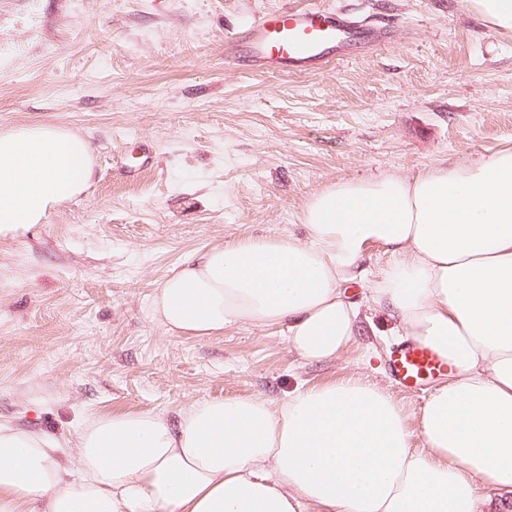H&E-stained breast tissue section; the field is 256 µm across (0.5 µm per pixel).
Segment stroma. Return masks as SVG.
Returning <instances> with one entry per match:
<instances>
[{
    "label": "stroma",
    "instance_id": "35a3bbf8",
    "mask_svg": "<svg viewBox=\"0 0 512 512\" xmlns=\"http://www.w3.org/2000/svg\"><path fill=\"white\" fill-rule=\"evenodd\" d=\"M285 2L0 0V129L63 125L95 162L36 233L0 238L1 421L64 440L94 415L281 401L351 379L388 390L416 423L441 381H391L385 311L362 305L352 347L305 366L269 329L197 340L151 316L192 254L303 236L305 204L328 184L512 147V32L465 0H321L379 27L381 44L257 72L248 35Z\"/></svg>",
    "mask_w": 512,
    "mask_h": 512
}]
</instances>
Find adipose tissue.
Returning a JSON list of instances; mask_svg holds the SVG:
<instances>
[{"label": "adipose tissue", "instance_id": "1", "mask_svg": "<svg viewBox=\"0 0 512 512\" xmlns=\"http://www.w3.org/2000/svg\"><path fill=\"white\" fill-rule=\"evenodd\" d=\"M92 149L65 127L0 131V237L80 196ZM305 238H247L188 258L156 289L171 336L252 324L303 362L349 349L369 248L395 262L373 281L393 333L445 358L447 383L409 424L355 380L288 399L206 400L91 417L65 444L0 421V512H476L477 487L512 492V149L414 176L348 179L307 203ZM423 445L414 447L413 432Z\"/></svg>", "mask_w": 512, "mask_h": 512}]
</instances>
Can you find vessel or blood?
<instances>
[{
	"label": "vessel or blood",
	"mask_w": 512,
	"mask_h": 512,
	"mask_svg": "<svg viewBox=\"0 0 512 512\" xmlns=\"http://www.w3.org/2000/svg\"><path fill=\"white\" fill-rule=\"evenodd\" d=\"M369 24L316 4L288 6L259 17L249 37L251 64L277 69L328 63L352 39L368 41ZM391 377L408 389L447 374L448 362L429 346L407 340L389 359Z\"/></svg>",
	"instance_id": "vessel-or-blood-1"
}]
</instances>
